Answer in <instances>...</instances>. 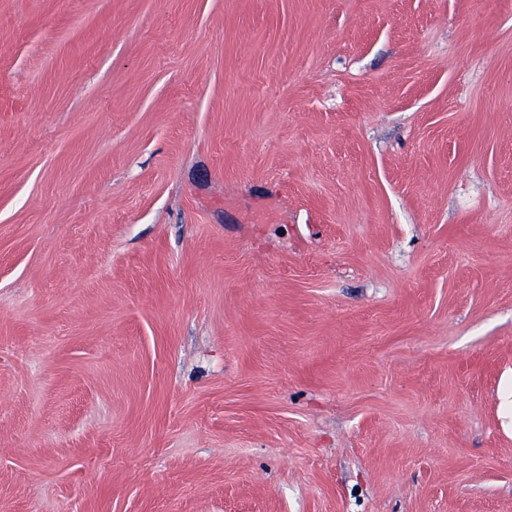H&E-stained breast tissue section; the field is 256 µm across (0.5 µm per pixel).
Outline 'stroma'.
Listing matches in <instances>:
<instances>
[{
	"label": "stroma",
	"instance_id": "1",
	"mask_svg": "<svg viewBox=\"0 0 512 512\" xmlns=\"http://www.w3.org/2000/svg\"><path fill=\"white\" fill-rule=\"evenodd\" d=\"M0 512H512V0H0Z\"/></svg>",
	"mask_w": 512,
	"mask_h": 512
}]
</instances>
